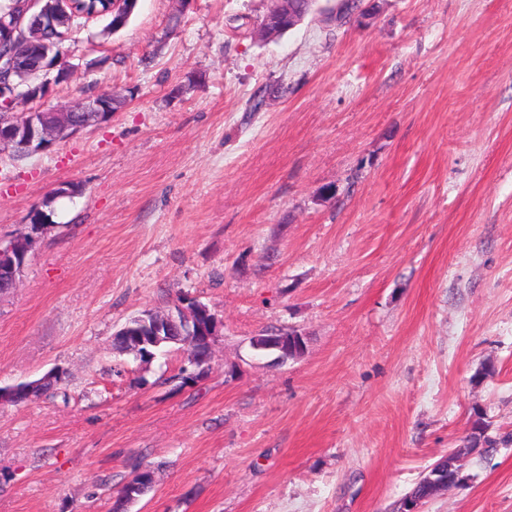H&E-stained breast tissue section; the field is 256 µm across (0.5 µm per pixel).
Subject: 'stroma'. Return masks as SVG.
Returning a JSON list of instances; mask_svg holds the SVG:
<instances>
[{"mask_svg": "<svg viewBox=\"0 0 512 512\" xmlns=\"http://www.w3.org/2000/svg\"><path fill=\"white\" fill-rule=\"evenodd\" d=\"M273 0H138L126 28L62 42L60 108L103 123L0 154V242L33 234L0 296V512H392L458 450L471 408L512 433V0H316L280 37ZM77 186L74 194L59 187ZM223 323L208 373L112 336L179 295ZM295 329L271 364L251 336ZM494 372L481 375L484 363ZM423 512H512V443L463 456ZM251 348L256 352L277 353L274 360L283 363L288 359H296L306 351L305 337L298 331L270 332L251 336ZM58 375L55 371L51 370L41 378L26 382L25 384L4 387L0 385V402L19 403L21 400L35 397V395L41 394L44 387L53 383ZM134 472V477L121 490V498L129 502L138 501L155 484V475L150 468L140 466Z\"/></svg>", "mask_w": 512, "mask_h": 512, "instance_id": "obj_1", "label": "stroma"}]
</instances>
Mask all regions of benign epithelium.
<instances>
[{
    "instance_id": "benign-epithelium-1",
    "label": "benign epithelium",
    "mask_w": 512,
    "mask_h": 512,
    "mask_svg": "<svg viewBox=\"0 0 512 512\" xmlns=\"http://www.w3.org/2000/svg\"><path fill=\"white\" fill-rule=\"evenodd\" d=\"M40 0H12L8 10L0 11V45L22 44V52L0 54V152L9 150L15 156L26 157L45 151L89 126L102 122L112 113L108 95H93L60 109L35 112H13L23 101L51 95L55 83L67 80L73 67L51 61L49 44L41 39L45 28L56 29L58 14L53 8L32 11ZM40 55L37 69L45 73L40 82L27 78L30 68L24 55ZM32 248L28 237H17L0 247V277L17 286L21 272ZM178 310L148 309L136 321L127 322L116 332L125 346V353L139 359L153 356L151 349L164 343L183 344L188 348V361L194 367V376L202 375L200 367L209 365L216 336L221 323L208 306L191 299L177 303ZM250 347L256 352L277 354L283 363L296 359L306 351L305 337L293 331L270 332L250 337ZM57 373L49 371L41 378L25 384L0 386V402L19 403L28 400L56 380ZM155 484L153 471L140 466L134 477L121 490V498L135 502Z\"/></svg>"
}]
</instances>
